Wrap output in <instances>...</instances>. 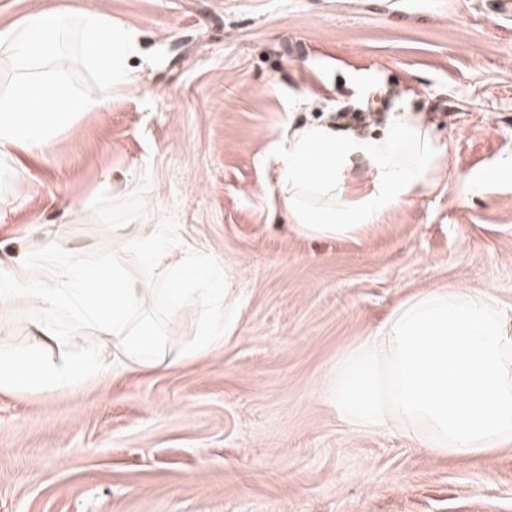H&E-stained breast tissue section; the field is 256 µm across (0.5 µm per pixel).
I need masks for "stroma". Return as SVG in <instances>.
<instances>
[{
  "mask_svg": "<svg viewBox=\"0 0 512 512\" xmlns=\"http://www.w3.org/2000/svg\"><path fill=\"white\" fill-rule=\"evenodd\" d=\"M34 10L106 14L141 53L134 86L23 158V183L0 195V279L117 261L160 290L169 271L112 233L151 224L216 273L233 267L238 319L191 356L204 308L151 305L167 361L131 372L66 307L1 311L12 342L48 318L57 361L96 346L106 371L0 391V512H512V447L436 457L396 431L353 432L324 397L337 358L423 289L512 305V172L482 178L512 161V0H0V28ZM157 49L163 62L144 60ZM367 106L428 118L446 170L363 236L296 234L278 143L312 124L351 131L346 114Z\"/></svg>",
  "mask_w": 512,
  "mask_h": 512,
  "instance_id": "stroma-1",
  "label": "stroma"
}]
</instances>
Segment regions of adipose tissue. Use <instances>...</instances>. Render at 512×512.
<instances>
[{"mask_svg":"<svg viewBox=\"0 0 512 512\" xmlns=\"http://www.w3.org/2000/svg\"><path fill=\"white\" fill-rule=\"evenodd\" d=\"M283 209L299 234L353 238L374 226L401 202L423 193L446 166V150L418 118L400 113L381 137L342 134L326 125L297 129L278 152ZM144 264L169 261L172 285L164 295L171 308L190 299L212 301L211 318L193 344L204 353L224 343L236 323L234 289L188 251L174 253L158 229L135 228L128 235ZM18 298L38 306L64 304L76 319L111 342L124 367L153 369L165 361L164 338L140 314L149 289L120 268L103 275L82 263L57 268H17L0 281V306ZM56 324H31L23 346L0 339V391L61 389L98 375L104 368L96 350L57 362Z\"/></svg>","mask_w":512,"mask_h":512,"instance_id":"obj_1","label":"adipose tissue"}]
</instances>
